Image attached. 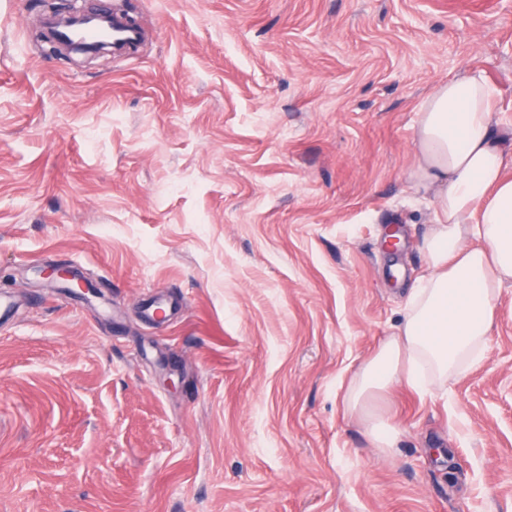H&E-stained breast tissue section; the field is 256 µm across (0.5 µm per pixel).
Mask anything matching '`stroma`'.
Wrapping results in <instances>:
<instances>
[{"mask_svg":"<svg viewBox=\"0 0 512 512\" xmlns=\"http://www.w3.org/2000/svg\"><path fill=\"white\" fill-rule=\"evenodd\" d=\"M77 3L142 44L0 0V512H512V283L447 393L373 401L392 452L342 407L426 269L418 105L475 68L512 126V0ZM112 43L114 45H128L135 43L141 38V31L132 28L125 23L122 13L113 11L112 15ZM40 273L43 278L48 280L49 283H65L71 284L72 286H66L67 288H80L84 293H91L93 296L98 295L96 288H92L85 277H82L71 269L68 268L64 263L51 262L46 264Z\"/></svg>","mask_w":512,"mask_h":512,"instance_id":"35a3bbf8","label":"stroma"}]
</instances>
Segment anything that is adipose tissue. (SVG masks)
Here are the masks:
<instances>
[{"mask_svg":"<svg viewBox=\"0 0 512 512\" xmlns=\"http://www.w3.org/2000/svg\"><path fill=\"white\" fill-rule=\"evenodd\" d=\"M495 88L478 71L439 83L418 109L410 179L430 193L422 241L427 271L410 288L393 336L348 381L344 411L381 452L399 429L370 411L375 394L406 383L428 393L480 362L495 300L512 282V137L493 121Z\"/></svg>","mask_w":512,"mask_h":512,"instance_id":"ef3b65f1","label":"adipose tissue"}]
</instances>
